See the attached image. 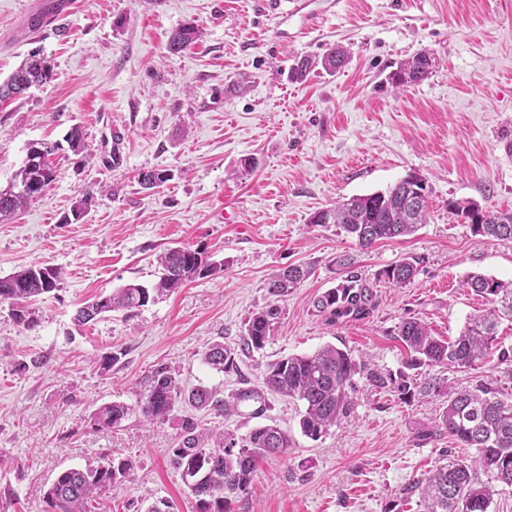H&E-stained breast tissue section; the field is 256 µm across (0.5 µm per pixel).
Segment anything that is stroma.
Segmentation results:
<instances>
[{
	"mask_svg": "<svg viewBox=\"0 0 512 512\" xmlns=\"http://www.w3.org/2000/svg\"><path fill=\"white\" fill-rule=\"evenodd\" d=\"M38 0H0V80L32 51L52 76L28 94L0 102V186L23 166L31 143H60L57 178L46 193L0 224V277L31 266L61 271L60 288L30 302L22 324L0 302V512H46L58 472L129 457L136 467L91 512H197L167 454L181 418L243 437L275 424L292 445L260 461L247 494L230 512H424V480L462 450L438 429L444 396L401 400L361 387L352 415L318 440L299 427L302 402L266 398L248 406L191 412L177 405L166 421L135 414L96 429L107 403L136 405L147 376L171 367L185 387L231 399L260 385L266 368L332 344L381 372H398L402 320L419 318L455 338L489 304L465 288L469 274L512 280V241L484 239L448 207L467 200L512 210V0H79L68 18L28 26ZM194 23L198 39L177 55L172 30ZM342 45L349 60L302 81L299 58ZM438 66L396 89L397 65L421 50ZM80 126L86 147L62 140ZM124 160L112 166V135ZM254 158L252 168L243 161ZM167 171L156 190L141 169ZM415 175L426 186L427 224L410 236L363 250L314 212L338 199L386 190ZM94 199L78 221L71 209ZM177 246L203 252L221 271L187 284L137 315L112 313L78 326L93 296L127 284L153 287L160 254ZM350 255L372 288L369 314L337 325L315 309L340 281L336 258ZM419 261L403 288L378 280L386 266ZM295 264L312 275L282 298L270 276ZM276 305L281 315L264 347L241 345L250 314ZM236 353L234 370L204 363L213 342ZM119 359L102 368L101 358Z\"/></svg>",
	"mask_w": 512,
	"mask_h": 512,
	"instance_id": "1",
	"label": "stroma"
}]
</instances>
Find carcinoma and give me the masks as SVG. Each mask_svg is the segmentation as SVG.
Segmentation results:
<instances>
[{"instance_id": "obj_1", "label": "carcinoma", "mask_w": 512, "mask_h": 512, "mask_svg": "<svg viewBox=\"0 0 512 512\" xmlns=\"http://www.w3.org/2000/svg\"><path fill=\"white\" fill-rule=\"evenodd\" d=\"M198 38V29L187 23L173 30L167 49L172 54L184 51ZM346 61L341 47L327 49L321 59L301 58L292 69L298 80L307 78L320 66L328 73L340 69ZM437 66L433 53L421 51L403 61L387 76L395 88L418 83L433 73ZM51 73L46 58L32 53L5 81H0V101L26 93L45 83ZM54 167L43 155L26 159L15 178L0 188V223L11 219L27 203L43 194L56 180ZM170 180L165 170L147 169L138 175L144 189L162 187ZM421 178L409 175L384 191L356 195L339 200L333 206L314 213L312 224H334L352 238L362 250L380 241L396 240L417 231L427 223L429 205ZM455 214L471 221L473 235L512 241V210L482 208L469 201L451 202ZM159 281L152 288L127 284L106 296H100L82 307L75 315L81 325L112 312L132 314L155 299L186 284L213 275L218 266L203 259L202 252L189 247L167 250L160 258ZM343 273L337 286L315 302L318 312L335 322L339 318H358L368 313L373 300L372 288L353 270L352 259L336 258ZM418 271L412 256L385 267L378 277L388 284L403 288ZM312 273L305 265H292L274 274L267 283L274 297L288 295ZM61 273L53 267H29L0 278V301L16 305L14 316L20 323L32 321L24 302L57 289ZM465 286L475 295L493 304L485 313L469 320L459 336L452 340L433 334L418 318L401 322L397 336L406 352L405 367L427 371L448 367L458 372L477 371L487 358L497 355L501 364L512 363V345L498 340L499 319L512 317V283L492 276L470 274ZM279 309L271 306L251 316L245 326L243 344L259 350L270 334ZM204 362L218 372L236 368L234 351L217 341L203 353ZM397 394L407 400L415 393L438 392L441 383L429 375L415 383L408 374H383L356 361L352 354L334 345H325L312 354L285 357L267 367L259 389H246L233 396L234 402L265 400V394H277L304 404L299 426L304 436L317 440L331 428L347 419L355 407L358 380ZM185 403L197 411L224 412L226 403L206 387L185 391L176 373L167 368L154 372L146 381L140 413L150 419H166L177 403ZM133 413V408L112 402L94 413L101 427L113 428ZM440 430L448 433L461 448H471L474 456L438 465L425 479L422 499L425 512H489L497 486H512V393L491 380H480L468 389L448 387V403L439 420ZM288 433L275 425H263L247 436L236 439L221 431L210 435L198 429L193 418L183 419L181 438L167 454L180 471L183 484L196 500L198 512H226L230 497L245 493L256 472L258 460L279 455L290 447ZM134 468L128 458H106L95 468H68L59 472L49 485L45 499L47 512H90L88 501L122 486Z\"/></svg>"}]
</instances>
